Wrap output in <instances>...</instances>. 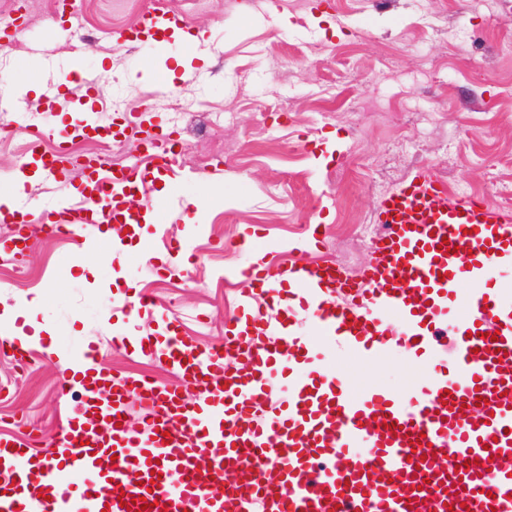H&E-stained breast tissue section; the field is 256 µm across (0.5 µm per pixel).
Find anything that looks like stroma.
Instances as JSON below:
<instances>
[{
    "label": "stroma",
    "mask_w": 512,
    "mask_h": 512,
    "mask_svg": "<svg viewBox=\"0 0 512 512\" xmlns=\"http://www.w3.org/2000/svg\"><path fill=\"white\" fill-rule=\"evenodd\" d=\"M150 0H83L73 17L62 0H0L19 11L0 25V108L20 104L51 143L84 107L100 124L126 134L117 159L132 164L140 130L157 125L184 157L162 194L149 177L138 194L147 220L109 260L75 255L70 243L36 235L21 254L0 250V308L39 293L48 306L15 325L33 334L27 364L0 350V432L57 431V386L65 358L99 346L112 373L170 384L158 361L114 348L112 318L122 303L150 293L155 312L135 331L156 333L174 314L183 336L220 342L235 296L247 292L240 270L250 261L242 244L261 228L264 253L275 264L335 262L347 275L373 259L371 237L380 203L430 166L452 193L501 201L512 185V0H171L185 29L203 31L185 66L181 44L167 56L117 47L113 32L129 29ZM187 56V55H186ZM79 67L90 89L58 85L60 68ZM166 73L158 90L154 72ZM40 74L42 92L27 84ZM28 136L0 137V193L29 181L22 198L42 223L59 187L28 166ZM365 165L353 169L354 159ZM340 169L343 180L331 178ZM206 198L200 230L186 224L177 198ZM323 225L325 245L308 248L304 226ZM180 236L185 256L169 270L164 231ZM29 272L13 276L14 266ZM338 373L409 393L421 385L407 357L369 371L354 357L318 352Z\"/></svg>",
    "instance_id": "35a3bbf8"
}]
</instances>
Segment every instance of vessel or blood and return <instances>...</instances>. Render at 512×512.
Wrapping results in <instances>:
<instances>
[{"mask_svg":"<svg viewBox=\"0 0 512 512\" xmlns=\"http://www.w3.org/2000/svg\"><path fill=\"white\" fill-rule=\"evenodd\" d=\"M181 23L154 0L115 43L163 52ZM161 138L145 133L147 171L90 161L81 203L59 198L42 233L85 254L100 249L87 224L139 222L123 200L138 179L169 173ZM38 160L64 185L65 146ZM378 222L375 260L357 282L333 262L248 264L254 289L221 344L198 346L168 317L166 343L139 348L179 384L101 374L99 347L81 352L59 385L80 400L49 450L34 432L0 436V512H512V296L498 284L512 264V211L450 196L426 167L382 200ZM465 283L479 293L441 343ZM330 348L366 366L409 349L428 386L408 398L354 393L351 377L316 365ZM132 400L147 418L141 436L118 424Z\"/></svg>","mask_w":512,"mask_h":512,"instance_id":"1","label":"vessel or blood"}]
</instances>
